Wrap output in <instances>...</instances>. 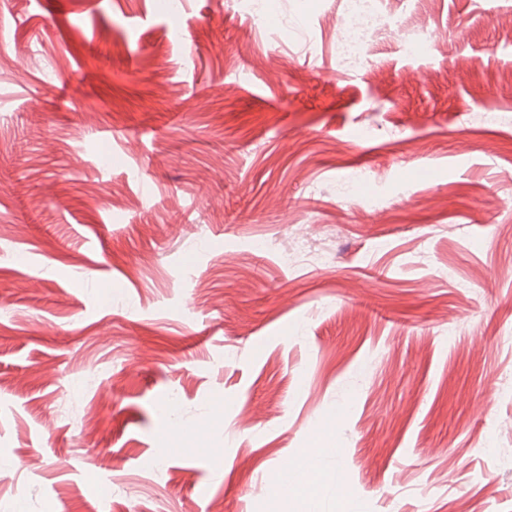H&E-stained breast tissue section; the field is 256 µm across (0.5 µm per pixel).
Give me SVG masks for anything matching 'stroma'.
Here are the masks:
<instances>
[{
	"label": "stroma",
	"mask_w": 512,
	"mask_h": 512,
	"mask_svg": "<svg viewBox=\"0 0 512 512\" xmlns=\"http://www.w3.org/2000/svg\"><path fill=\"white\" fill-rule=\"evenodd\" d=\"M341 10L0 0V512H512V0ZM388 0H343L336 45L343 64L359 67L373 43L396 26ZM303 457L306 458L305 463L297 473L283 477L279 476L275 479V484L280 486L284 492L288 493L289 489L308 486L312 483L313 477L310 473V469L312 467V458L315 456L305 454Z\"/></svg>",
	"instance_id": "obj_1"
}]
</instances>
